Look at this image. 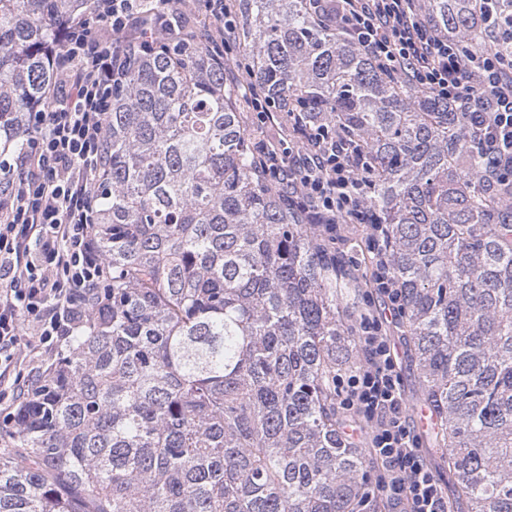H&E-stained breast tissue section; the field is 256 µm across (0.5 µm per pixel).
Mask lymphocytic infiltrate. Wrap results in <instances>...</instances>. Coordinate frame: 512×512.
<instances>
[{"label": "lymphocytic infiltrate", "instance_id": "1", "mask_svg": "<svg viewBox=\"0 0 512 512\" xmlns=\"http://www.w3.org/2000/svg\"><path fill=\"white\" fill-rule=\"evenodd\" d=\"M491 2L473 0L493 39L476 50L441 35L421 0H336V22L382 72L457 106L485 161L486 179L511 189L512 52L502 47L512 45V19H494ZM204 39L223 62L222 43L187 22L176 0H93L90 13L68 24L45 107L26 113L21 145L0 159V380L23 332L53 349L75 335L102 300L110 271L94 226L113 92L136 58L159 46L185 52ZM260 167L305 223L321 225L328 239L339 225H364L373 285L400 313L391 240L365 209L373 182L356 148L324 123L299 119L291 147L265 154ZM357 343L364 360L337 374L336 392L382 466L374 490L392 512H450L405 414L399 355L383 319L362 314Z\"/></svg>", "mask_w": 512, "mask_h": 512}]
</instances>
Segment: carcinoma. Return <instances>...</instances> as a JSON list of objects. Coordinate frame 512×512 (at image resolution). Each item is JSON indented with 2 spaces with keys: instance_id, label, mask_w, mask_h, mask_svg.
Returning <instances> with one entry per match:
<instances>
[{
  "instance_id": "carcinoma-1",
  "label": "carcinoma",
  "mask_w": 512,
  "mask_h": 512,
  "mask_svg": "<svg viewBox=\"0 0 512 512\" xmlns=\"http://www.w3.org/2000/svg\"><path fill=\"white\" fill-rule=\"evenodd\" d=\"M89 0H0V137L45 103ZM464 45L473 0H424ZM262 97L363 151L432 439L470 512H512V194L456 108L378 70L311 0H232ZM97 240L112 283L0 431V512H382L336 410L359 283L258 170L209 46L112 95Z\"/></svg>"
}]
</instances>
